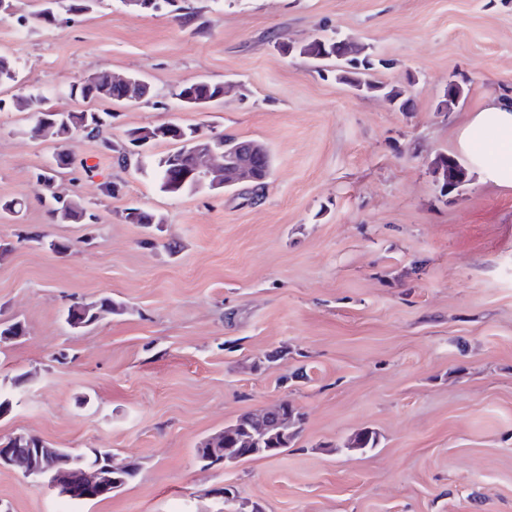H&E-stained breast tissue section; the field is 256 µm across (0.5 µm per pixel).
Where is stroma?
Listing matches in <instances>:
<instances>
[{
    "instance_id": "1",
    "label": "stroma",
    "mask_w": 512,
    "mask_h": 512,
    "mask_svg": "<svg viewBox=\"0 0 512 512\" xmlns=\"http://www.w3.org/2000/svg\"><path fill=\"white\" fill-rule=\"evenodd\" d=\"M135 13L98 0L44 24L42 0H14L0 55L25 93L75 109L70 84L109 69L144 77L150 101L112 106L101 136L32 138L0 89V342L13 410L0 436L28 432L75 454L135 460L111 496L75 503L0 467L8 512H512V190L472 170L442 186L468 117L512 97V0H185ZM361 46L399 110L285 53L319 36ZM232 83L203 112L188 81ZM469 94L444 108L448 84ZM173 122L253 139L272 168L262 190L172 195L150 166L120 164L128 129ZM75 166L37 175L58 149ZM92 172H84V165ZM120 186L107 197L102 186ZM92 224L50 223L48 190ZM160 214V230L124 218ZM67 240L55 254L30 237ZM176 242L175 251L167 243ZM112 296L126 313L80 331L63 314ZM86 404H79V397ZM288 400L301 418L273 457L204 468L194 450L240 415ZM375 432L374 447L347 448Z\"/></svg>"
}]
</instances>
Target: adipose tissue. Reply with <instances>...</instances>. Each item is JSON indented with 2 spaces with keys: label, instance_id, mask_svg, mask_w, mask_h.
I'll return each instance as SVG.
<instances>
[{
  "label": "adipose tissue",
  "instance_id": "obj_1",
  "mask_svg": "<svg viewBox=\"0 0 512 512\" xmlns=\"http://www.w3.org/2000/svg\"><path fill=\"white\" fill-rule=\"evenodd\" d=\"M458 149L484 182L512 189V100L485 101L463 126Z\"/></svg>",
  "mask_w": 512,
  "mask_h": 512
}]
</instances>
